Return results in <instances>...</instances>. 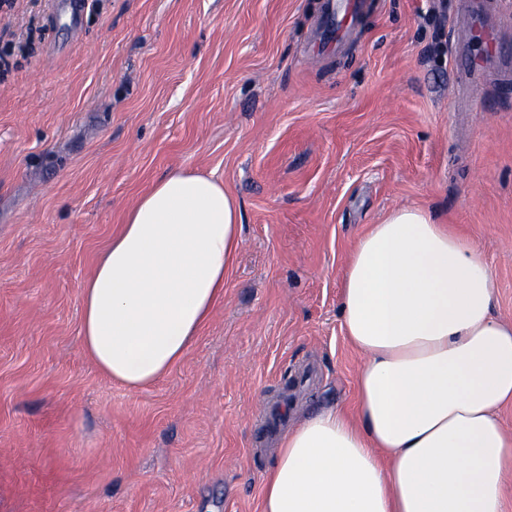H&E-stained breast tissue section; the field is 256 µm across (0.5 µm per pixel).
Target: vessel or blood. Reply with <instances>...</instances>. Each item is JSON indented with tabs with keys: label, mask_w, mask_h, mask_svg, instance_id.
<instances>
[{
	"label": "vessel or blood",
	"mask_w": 512,
	"mask_h": 512,
	"mask_svg": "<svg viewBox=\"0 0 512 512\" xmlns=\"http://www.w3.org/2000/svg\"><path fill=\"white\" fill-rule=\"evenodd\" d=\"M55 2L60 18L73 34H80L85 0ZM362 8L363 0H326L318 32V51L328 53L337 49ZM486 13L483 0H462L453 23L455 100L463 109L479 92L485 77L502 82L512 80V53L504 50L497 31L486 23Z\"/></svg>",
	"instance_id": "1"
}]
</instances>
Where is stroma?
<instances>
[{
	"mask_svg": "<svg viewBox=\"0 0 512 512\" xmlns=\"http://www.w3.org/2000/svg\"><path fill=\"white\" fill-rule=\"evenodd\" d=\"M459 0H366L312 50L322 0H51L0 11V512H260L279 433L350 405L349 253L395 207L475 244L512 321V85L454 109ZM242 211L224 299L163 380L126 390L80 340L81 288L173 170ZM59 11L58 19H64L73 35L82 31L84 0H55Z\"/></svg>",
	"mask_w": 512,
	"mask_h": 512,
	"instance_id": "obj_1",
	"label": "stroma"
}]
</instances>
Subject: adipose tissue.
Listing matches in <instances>:
<instances>
[{
  "label": "adipose tissue",
  "mask_w": 512,
  "mask_h": 512,
  "mask_svg": "<svg viewBox=\"0 0 512 512\" xmlns=\"http://www.w3.org/2000/svg\"><path fill=\"white\" fill-rule=\"evenodd\" d=\"M241 215L222 181L175 170L141 195L81 289L85 353L140 390L165 378L224 299ZM476 245L423 208L392 209L353 245L341 327L363 361L351 408L280 440L261 512H504L512 474V324Z\"/></svg>",
  "instance_id": "obj_1"
}]
</instances>
